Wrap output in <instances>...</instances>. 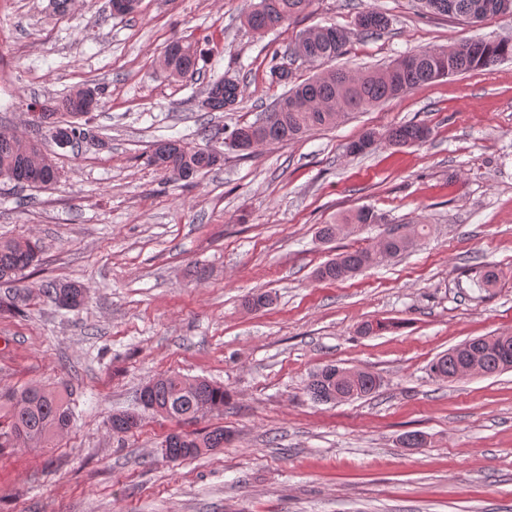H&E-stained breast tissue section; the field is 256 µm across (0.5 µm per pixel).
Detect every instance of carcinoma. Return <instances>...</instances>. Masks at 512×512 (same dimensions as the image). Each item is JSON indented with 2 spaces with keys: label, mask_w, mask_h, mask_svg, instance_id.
Here are the masks:
<instances>
[{
  "label": "carcinoma",
  "mask_w": 512,
  "mask_h": 512,
  "mask_svg": "<svg viewBox=\"0 0 512 512\" xmlns=\"http://www.w3.org/2000/svg\"><path fill=\"white\" fill-rule=\"evenodd\" d=\"M312 0H258L246 13V23L259 33L280 27L306 11ZM512 0H425L435 13L454 15L466 20L479 21L501 13V4ZM387 18L380 12L367 11L359 17V26L374 33L385 29ZM348 34L333 25L320 27L315 32L304 31L298 53L313 64H324L345 52ZM163 56L169 75L180 78L197 71L201 50L198 42L174 38L166 45ZM512 56V42L468 39L448 49H422L405 57V63L355 75L346 69L332 70L318 75L286 92L288 107L278 113L266 127L243 124L231 130L226 139L230 149L245 152L252 142L271 144L288 142L314 128L329 127L349 112H359L389 98L409 92L414 88L448 75L463 74L492 68L501 58ZM88 89L79 87L64 98L45 108L41 113L48 125H66L69 140L77 144L85 137L83 125L74 122L96 110L87 101ZM240 95L238 82L215 79L208 83L200 109L222 112L235 104ZM425 125L408 122L390 128L384 138L395 145L422 143L430 136ZM376 143L375 133L369 131L351 142L348 150L353 155L363 154ZM44 150L35 140L19 134L0 133V177L18 186L43 187L55 183L59 173L55 163L35 165ZM221 152L209 147L194 146L181 140L156 142L149 156V163L165 179L191 184L198 176L221 165ZM344 224H383L385 218L374 209L362 206L342 219ZM414 238L390 230L378 247L357 249L338 254L316 270L322 280H338L374 266L387 257L409 251ZM40 240L20 237L0 240V283L12 284L24 270L41 261ZM53 302L64 309L76 310L84 304V292L75 283H52L47 290ZM512 364V336L485 341L477 346L464 345L454 348L435 359L430 374L449 380L463 375L466 367L475 364L481 374L494 375L505 370V363ZM339 366L327 365L310 377L307 394L318 402L336 403V395L350 393L351 383L338 373ZM356 397L375 392L380 386L379 377L358 370ZM138 400L146 409L178 420L200 417L204 407L218 410L224 407V387L205 379L192 381L179 375L157 377L139 392ZM73 411L56 391L28 386L21 390L0 391V448H46L48 444L70 427ZM107 424L115 434L126 433L136 427L129 422L127 413L112 415ZM231 441V434L222 428L196 436L172 433L165 438L174 461H183L200 455L211 448H222Z\"/></svg>",
  "instance_id": "obj_1"
}]
</instances>
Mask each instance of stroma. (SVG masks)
Segmentation results:
<instances>
[{
    "mask_svg": "<svg viewBox=\"0 0 512 512\" xmlns=\"http://www.w3.org/2000/svg\"><path fill=\"white\" fill-rule=\"evenodd\" d=\"M250 0H140L112 15L108 0H0V129L41 141L60 173L41 188L0 180V239L34 236L42 261L24 279L31 301L0 312V389L46 385L74 412L50 447L0 448V512H512V370L439 380L430 363L468 340L512 336V58L417 87L303 138L225 151L194 186L165 183L148 162L159 139L205 144L203 123L233 129L270 109L292 82L333 68L363 73L424 47L512 41V14L472 22L421 0H312L290 24L259 34ZM386 30L364 35L367 9ZM348 33L320 66L294 55L316 25ZM175 37L201 41L199 72L159 65ZM241 89L226 112L197 103L207 80ZM103 91L79 148H59L30 105L74 87ZM416 122L423 144L368 131ZM385 223L333 241L320 225L361 206ZM416 228L409 252L355 275L320 280L336 254L375 246L387 228ZM502 278L484 291L474 267ZM88 291L58 308L47 283ZM273 303L251 311V293ZM367 321L386 330L358 332ZM378 375L373 394L340 403L307 395L327 365ZM223 386L220 411L194 421L141 409L140 388L163 374ZM136 410L116 436L107 416ZM221 427L231 444L171 463L168 434ZM417 432L424 447L407 448Z\"/></svg>",
    "mask_w": 512,
    "mask_h": 512,
    "instance_id": "stroma-1",
    "label": "stroma"
}]
</instances>
